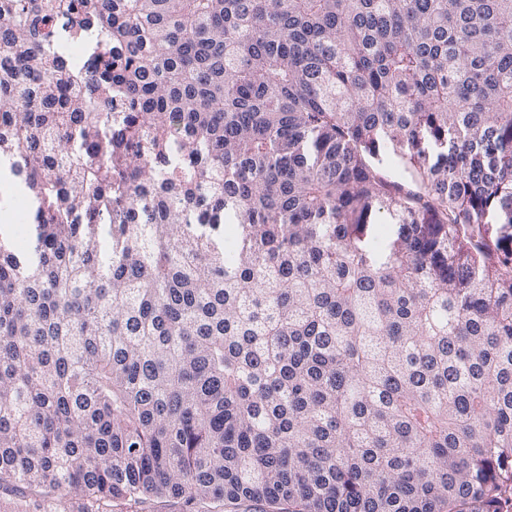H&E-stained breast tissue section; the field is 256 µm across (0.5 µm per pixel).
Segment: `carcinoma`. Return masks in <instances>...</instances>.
<instances>
[{"label": "carcinoma", "mask_w": 512, "mask_h": 512, "mask_svg": "<svg viewBox=\"0 0 512 512\" xmlns=\"http://www.w3.org/2000/svg\"><path fill=\"white\" fill-rule=\"evenodd\" d=\"M2 177L0 512H512V0H0ZM367 160L385 170L392 179H406L411 172L408 151L387 141L380 142L376 153L367 156ZM31 203L25 190L2 179L0 182V232L13 241L17 251H26L29 246L28 221ZM4 217H7L4 219ZM226 224H220L218 228H208L207 233L216 241L224 240V249L232 253L238 242L239 229L235 219H227Z\"/></svg>", "instance_id": "obj_1"}]
</instances>
